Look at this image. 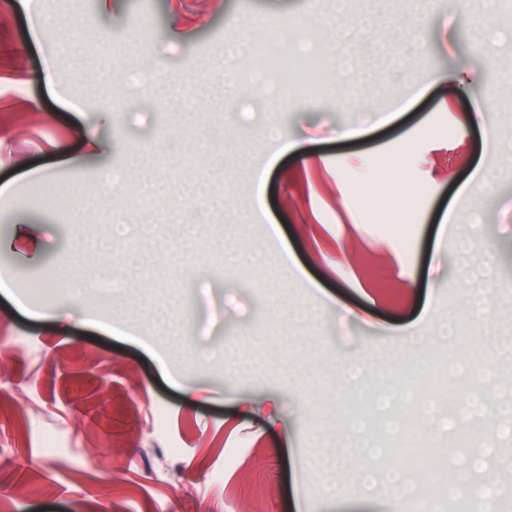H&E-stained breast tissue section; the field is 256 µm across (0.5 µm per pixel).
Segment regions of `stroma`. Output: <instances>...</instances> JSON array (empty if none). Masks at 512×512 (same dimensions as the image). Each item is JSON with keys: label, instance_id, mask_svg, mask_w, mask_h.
I'll use <instances>...</instances> for the list:
<instances>
[{"label": "stroma", "instance_id": "1", "mask_svg": "<svg viewBox=\"0 0 512 512\" xmlns=\"http://www.w3.org/2000/svg\"><path fill=\"white\" fill-rule=\"evenodd\" d=\"M335 2L112 0L104 11L98 0H0V103L32 114L0 147V274L16 293L0 295V512H336L312 456L354 419L383 454L343 449L348 496L361 494L353 472L399 466L404 430L387 415L410 420L414 408L387 412L376 398L406 372L445 362L469 390L512 396L511 349L472 374L470 344L419 319L426 299L445 320L470 289L512 283V86L501 81L512 0ZM312 14L343 110L292 91L267 115L252 91L262 61L246 55L238 104L224 111L225 30L288 28L292 67L270 71L275 91L300 79L298 22ZM461 57L485 99L481 131L455 122L467 89L432 80L408 96L399 81L403 60L439 76ZM397 94L402 113L371 126ZM271 125L295 143L274 160ZM346 126L363 133L340 140ZM95 135L111 147L91 156ZM480 165L500 177L479 197L459 194ZM106 166L123 181L105 187ZM46 173L70 199L35 194ZM450 210L470 253L445 249L433 269ZM315 213L335 233L364 225L372 298L336 251L313 257L304 226ZM19 216L35 221L34 238L14 239ZM289 252L301 277L283 270ZM468 331L511 342L512 293L493 294ZM413 334L430 344L411 347ZM359 356L362 378L337 383L339 362Z\"/></svg>", "mask_w": 512, "mask_h": 512}]
</instances>
